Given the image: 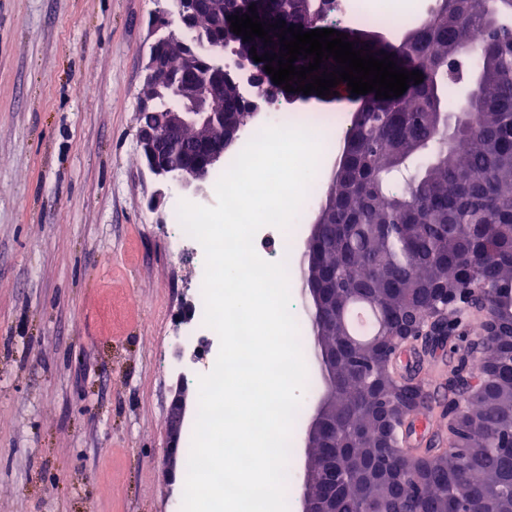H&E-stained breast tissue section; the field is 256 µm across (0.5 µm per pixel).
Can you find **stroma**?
<instances>
[{
    "instance_id": "35a3bbf8",
    "label": "stroma",
    "mask_w": 512,
    "mask_h": 512,
    "mask_svg": "<svg viewBox=\"0 0 512 512\" xmlns=\"http://www.w3.org/2000/svg\"><path fill=\"white\" fill-rule=\"evenodd\" d=\"M169 0H0V512H175L164 349L195 281L136 140ZM162 205H154L157 191Z\"/></svg>"
}]
</instances>
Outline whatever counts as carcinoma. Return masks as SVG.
Masks as SVG:
<instances>
[{
    "mask_svg": "<svg viewBox=\"0 0 512 512\" xmlns=\"http://www.w3.org/2000/svg\"><path fill=\"white\" fill-rule=\"evenodd\" d=\"M265 22L279 20L307 29L299 0H237L238 14L250 5ZM208 22L170 34L165 12L156 20L162 33L156 54L177 59L192 45L193 73L216 70L213 50L233 42L229 14L220 0H199ZM486 37L475 46L470 31ZM404 62L420 64L423 82L408 94L388 99L370 95L358 108L359 120L343 144L344 162L326 184L325 239L319 265L321 281L336 272V324L317 332L336 350L327 365L336 395L322 426L336 439L351 442L363 455L377 444L376 416L370 403L387 398L399 406L406 391L384 364L375 376L387 384L374 392L363 386L349 362L369 345L340 351L339 336L356 303L377 307L380 326L406 310L426 314V296L436 288L452 296L466 286L468 296L448 309L447 324L431 346L448 348L446 419L449 448H428L429 469L409 478L410 512H512L509 464L492 450L499 423L512 415V370L498 364V349L486 346L482 360L455 357L457 342L472 345L486 332L484 313L512 310V0H438L424 23L408 31L396 47ZM477 77L468 122L448 128V77ZM165 74L145 84L144 97L162 112L174 98ZM216 102L224 126L241 125L247 100L229 84ZM386 464L371 482L351 481L336 491L329 512H366L397 494Z\"/></svg>",
    "mask_w": 512,
    "mask_h": 512,
    "instance_id": "obj_1",
    "label": "carcinoma"
}]
</instances>
